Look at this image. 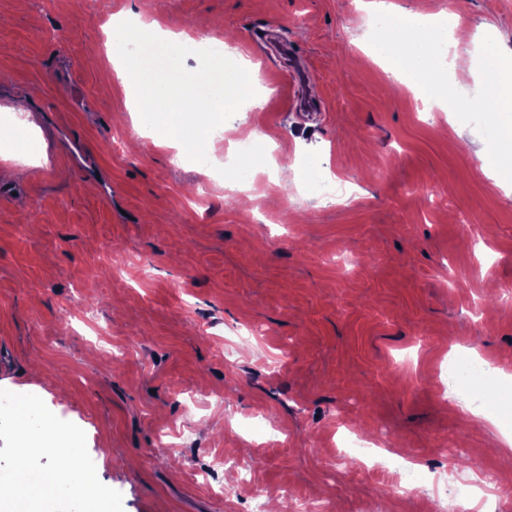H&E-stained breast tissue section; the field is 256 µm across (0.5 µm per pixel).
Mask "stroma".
I'll return each mask as SVG.
<instances>
[{
  "label": "stroma",
  "mask_w": 512,
  "mask_h": 512,
  "mask_svg": "<svg viewBox=\"0 0 512 512\" xmlns=\"http://www.w3.org/2000/svg\"><path fill=\"white\" fill-rule=\"evenodd\" d=\"M368 0H0V389L31 393L86 434L124 512H277L282 493L328 512H432L449 456L512 483L491 449L512 406L473 427L448 363L476 350L512 374V179L487 177L488 127L467 111L487 75L470 46L455 115L423 111L366 56ZM512 39V0H391ZM233 58L265 51L259 104L210 154L250 139L246 189L174 164L103 80L122 8ZM286 42L288 55L269 44ZM34 129H27V122ZM355 182L328 199L316 182ZM413 461L418 492L341 458L346 429ZM239 457L222 494L206 469Z\"/></svg>",
  "instance_id": "obj_1"
}]
</instances>
